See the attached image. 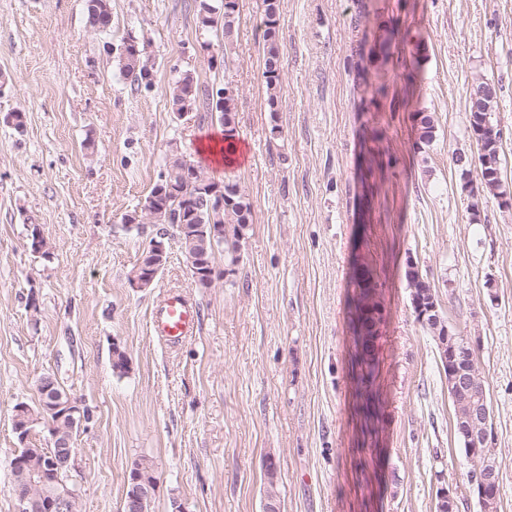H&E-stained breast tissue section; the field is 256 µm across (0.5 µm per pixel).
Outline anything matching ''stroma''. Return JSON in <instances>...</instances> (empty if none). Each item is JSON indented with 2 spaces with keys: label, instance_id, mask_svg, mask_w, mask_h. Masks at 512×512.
I'll return each mask as SVG.
<instances>
[{
  "label": "stroma",
  "instance_id": "35a3bbf8",
  "mask_svg": "<svg viewBox=\"0 0 512 512\" xmlns=\"http://www.w3.org/2000/svg\"><path fill=\"white\" fill-rule=\"evenodd\" d=\"M190 0H112V31L84 0H0V512L20 446L13 407L37 405L52 374L94 415L75 439L79 512H121L131 463L153 462L151 512H480L436 344L415 320L408 263L450 325L479 344L498 441V512H512V207L472 204L452 163L475 155L467 97L497 89L503 185L512 192V0H281L282 86L267 105L262 0H238L227 65L209 66ZM134 37L155 63L134 87L105 42ZM232 85L236 142L225 167L199 146L224 136L168 103L172 66ZM386 85L377 97L374 87ZM435 137L415 151L417 113ZM92 138L93 149L83 147ZM253 205L238 261L216 250L212 287L193 283L177 245L154 285L132 287L141 237L121 216L141 203L170 143ZM40 224L51 257L29 245ZM382 306L379 433L362 446L351 369L355 268ZM196 303L195 336L159 341L170 290ZM131 364L112 372L113 343ZM274 461L275 477L266 463Z\"/></svg>",
  "mask_w": 512,
  "mask_h": 512
}]
</instances>
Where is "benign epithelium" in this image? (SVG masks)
I'll return each instance as SVG.
<instances>
[{
	"label": "benign epithelium",
	"instance_id": "benign-epithelium-1",
	"mask_svg": "<svg viewBox=\"0 0 512 512\" xmlns=\"http://www.w3.org/2000/svg\"><path fill=\"white\" fill-rule=\"evenodd\" d=\"M159 273L157 265H139L136 269V287L149 285ZM223 277V272L216 270L213 263L199 262L194 267L195 285L200 288L210 287L215 279ZM361 312L371 316L369 326L373 331L372 343H378L382 313L376 312L372 304L365 301L360 304ZM441 360L448 376V394L458 398L470 390L479 374L476 364L477 346L467 336L451 326L444 327L441 335L435 337ZM57 419L69 423L68 432H63L50 422L46 425L47 442L54 445L56 454L49 462V470L33 467V459L21 455L12 464L15 473L26 475L27 482L19 489L15 504V512H74L78 505V493L68 488L66 480L60 473L63 469L74 466L76 449L71 447L72 434L75 430L85 428V417L82 403L76 398L69 402L52 407ZM458 430L467 449L470 482L473 493L477 497L481 512H497L498 475L492 455L497 444L495 427L489 424L487 413L481 404L469 407L459 415ZM158 480L156 473L150 471L141 475L138 485L123 501L125 512H143L145 502L153 497Z\"/></svg>",
	"mask_w": 512,
	"mask_h": 512
}]
</instances>
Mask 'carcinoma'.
Listing matches in <instances>:
<instances>
[{"label":"carcinoma","mask_w":512,"mask_h":512,"mask_svg":"<svg viewBox=\"0 0 512 512\" xmlns=\"http://www.w3.org/2000/svg\"><path fill=\"white\" fill-rule=\"evenodd\" d=\"M279 2L280 0H263L262 76L271 107L277 102L282 80V68L275 70L269 68L270 60L281 57L277 31ZM196 8L201 28L221 32L222 43L218 44V47L230 44L236 32L238 0H198ZM85 9L87 23L91 28L100 32H106L112 28V0H86ZM108 50L115 53L123 73L137 87L149 90L154 86V62L147 55L145 44L127 37L121 39L116 45H108ZM174 71L175 76L169 83L167 92L171 110L177 113L189 106L196 112L202 110L214 115L217 123L224 127L227 146H232L237 133L235 95L227 92L226 88L220 85L200 84L195 72L190 69L176 67ZM485 87L489 88V92L481 98V107L476 112L469 111V126L472 133L481 126L494 129L491 112L496 103L495 87L486 81L476 82L471 86V92L476 93ZM418 116V138L414 143V148L417 150L423 145L430 144L434 138L432 117L421 112ZM475 142L478 147L480 174L476 191L470 193V196L474 198L488 193L499 199L504 196L502 147L489 139L477 138ZM185 169V155L181 148L176 144L170 145L143 204L122 215L124 219L122 228L126 231L133 230L137 235L147 238L153 233L160 232L170 235V239L178 244L187 268L190 269L196 262L211 257L215 250L221 247L237 250L243 229L253 223V211L249 200L240 191L238 183L230 178L224 179L223 206L206 204L201 208H191L190 198L205 196V190L209 187L212 178L200 170L194 178L188 180ZM202 224H228L232 226V239L213 241L210 235L198 229ZM29 228L31 251L44 258L50 257L49 244L41 235L38 225L31 224ZM406 279L411 288L413 310L416 311L420 307L426 309L434 307L432 289L420 277L418 271L413 268L407 269ZM353 362L356 393L357 398L360 399L358 411L364 418L366 432L373 434L376 432L373 424L378 419L380 401L376 389L378 362L374 357L365 358L358 343L355 344ZM130 369V360L126 357V352L117 345L113 346L112 371L123 376L128 374ZM67 402V394L57 384L54 387V398H45L41 408H33L25 403L15 404L12 423L27 425L34 429L41 422L55 419V416L48 412L47 406Z\"/></svg>","instance_id":"cac0c4a2"}]
</instances>
